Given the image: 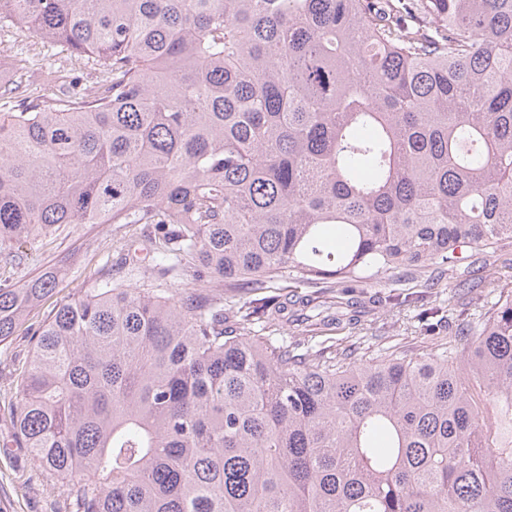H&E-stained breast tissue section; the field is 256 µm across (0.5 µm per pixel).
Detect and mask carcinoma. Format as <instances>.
I'll return each instance as SVG.
<instances>
[{"label": "carcinoma", "mask_w": 512, "mask_h": 512, "mask_svg": "<svg viewBox=\"0 0 512 512\" xmlns=\"http://www.w3.org/2000/svg\"><path fill=\"white\" fill-rule=\"evenodd\" d=\"M95 66L0 78V251L153 224L154 288L102 276L35 333L12 443L69 512H512V290L481 328L368 357L294 273L434 287L512 239V0H0ZM369 172L362 173L363 165ZM181 272L202 288H171ZM57 271L0 287V344ZM221 283L229 299L208 287Z\"/></svg>", "instance_id": "carcinoma-1"}]
</instances>
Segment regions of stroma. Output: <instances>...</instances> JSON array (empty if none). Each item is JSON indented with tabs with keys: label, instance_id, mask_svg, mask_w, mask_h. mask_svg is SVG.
I'll list each match as a JSON object with an SVG mask.
<instances>
[{
	"label": "stroma",
	"instance_id": "stroma-1",
	"mask_svg": "<svg viewBox=\"0 0 512 512\" xmlns=\"http://www.w3.org/2000/svg\"><path fill=\"white\" fill-rule=\"evenodd\" d=\"M18 56L34 63L32 81L46 86L62 68L72 70L83 85L96 77L90 65L76 61L65 47L45 43L15 26H1L0 66L12 67ZM151 230L148 224H82L61 235L16 244V251L23 256L21 265H0V284L15 288L46 268L60 272L55 294L0 345V512H66L61 485L37 468L25 449L10 445L18 381L31 355L33 333L50 317L55 305L84 294L132 243H144ZM472 270L511 288L512 242L504 241L497 252L488 254L461 248L454 269L428 289L404 271L369 274L355 290L358 299L368 304L359 325L353 330H336L335 335L349 338L373 356L385 353L388 345L397 342L415 344L448 335L462 319L456 285ZM388 295L403 296L406 302L393 308L372 306L374 297Z\"/></svg>",
	"mask_w": 512,
	"mask_h": 512
}]
</instances>
